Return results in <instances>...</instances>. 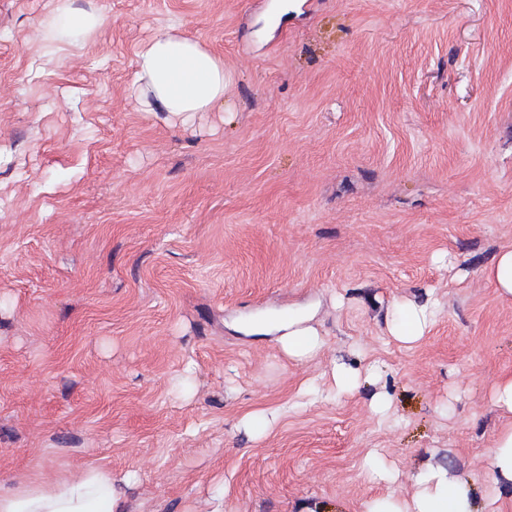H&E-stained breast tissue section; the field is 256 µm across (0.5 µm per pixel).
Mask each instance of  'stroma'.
Wrapping results in <instances>:
<instances>
[{
    "mask_svg": "<svg viewBox=\"0 0 512 512\" xmlns=\"http://www.w3.org/2000/svg\"><path fill=\"white\" fill-rule=\"evenodd\" d=\"M75 5L106 23L60 44L56 0H0V478L94 464L130 476L124 512H364L426 462L483 477L512 375L481 274L512 245V0ZM168 25L223 56L228 111L142 112L135 52ZM308 303L306 362L227 327ZM340 361L375 370L303 395ZM373 449L395 483L362 475ZM437 313V304L430 299H426L422 303H410L402 310L398 318L391 321L390 335L404 344L416 342L422 338Z\"/></svg>",
    "mask_w": 512,
    "mask_h": 512,
    "instance_id": "35a3bbf8",
    "label": "stroma"
}]
</instances>
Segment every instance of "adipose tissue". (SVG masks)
I'll list each match as a JSON object with an SVG mask.
<instances>
[{"label":"adipose tissue","instance_id":"obj_1","mask_svg":"<svg viewBox=\"0 0 512 512\" xmlns=\"http://www.w3.org/2000/svg\"><path fill=\"white\" fill-rule=\"evenodd\" d=\"M72 0H58L54 24L60 39L85 40L104 24L101 13L79 11ZM230 81L222 56L176 27L158 30L135 53L131 90L144 112L190 123L200 112L223 109ZM438 313L436 302L407 305L391 321V336L404 344L422 338ZM315 305L249 328L252 336H275L281 352L294 361L317 354L323 345L313 322ZM405 499L373 500L366 512H500L498 503L512 488V422L495 435L482 484L450 478L445 468L423 464ZM0 512H123V491L109 468L88 465L45 478L0 480Z\"/></svg>","mask_w":512,"mask_h":512}]
</instances>
